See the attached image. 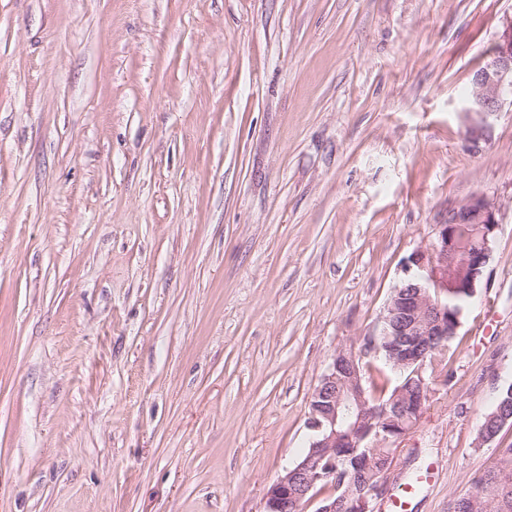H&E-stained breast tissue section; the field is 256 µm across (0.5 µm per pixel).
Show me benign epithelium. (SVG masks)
<instances>
[{
	"label": "benign epithelium",
	"instance_id": "1",
	"mask_svg": "<svg viewBox=\"0 0 512 512\" xmlns=\"http://www.w3.org/2000/svg\"><path fill=\"white\" fill-rule=\"evenodd\" d=\"M507 105L512 107V19L474 73L467 111L489 116ZM496 214L495 204L483 193H474L463 204L448 209L445 223L435 225L429 246L408 258L407 277L390 295L379 333L363 337L357 349L340 347L310 397V447L333 460L344 456L357 470L379 463L376 482L352 498L349 512H370L372 503L385 493L394 448L380 429L392 425L393 435L399 436L410 431L409 418L422 417L435 380L429 354L447 349L448 292L475 295L493 252ZM466 224L479 232V240L472 246L461 236ZM383 352L395 371L419 378L420 384L411 393L397 389L394 408L377 417L366 398L363 360ZM371 436L375 445L360 449ZM320 479L318 464L311 459L286 468L266 491L265 512L304 510L315 501V512H336V503L319 497L316 491ZM455 505L458 512L484 507L482 496L473 493L457 498Z\"/></svg>",
	"mask_w": 512,
	"mask_h": 512
}]
</instances>
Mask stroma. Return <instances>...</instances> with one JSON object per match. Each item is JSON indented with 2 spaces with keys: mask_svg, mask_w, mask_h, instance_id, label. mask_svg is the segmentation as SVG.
I'll return each instance as SVG.
<instances>
[{
  "mask_svg": "<svg viewBox=\"0 0 512 512\" xmlns=\"http://www.w3.org/2000/svg\"><path fill=\"white\" fill-rule=\"evenodd\" d=\"M512 0H0V512H264L341 346L473 193L493 258L391 439L413 512L512 445ZM487 123L472 147L470 126ZM466 112L485 116L512 111V19L504 26L493 50L474 73ZM499 408H506L510 410L512 409V384H509L508 386L504 387L499 392L492 409L484 417L482 425H487V430L489 432H493L494 438L498 435L501 428L505 425H499L494 417L491 418V416H493L498 411Z\"/></svg>",
  "mask_w": 512,
  "mask_h": 512,
  "instance_id": "stroma-1",
  "label": "stroma"
}]
</instances>
